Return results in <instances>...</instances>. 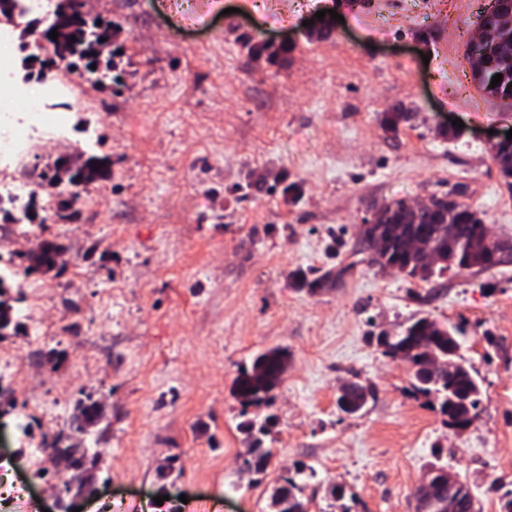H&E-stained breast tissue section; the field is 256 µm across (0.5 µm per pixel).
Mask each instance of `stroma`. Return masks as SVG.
Masks as SVG:
<instances>
[{
  "label": "stroma",
  "mask_w": 512,
  "mask_h": 512,
  "mask_svg": "<svg viewBox=\"0 0 512 512\" xmlns=\"http://www.w3.org/2000/svg\"><path fill=\"white\" fill-rule=\"evenodd\" d=\"M112 23V70L72 113L71 164L100 161L96 204L61 224L0 222L13 317L49 315L56 339L0 376V512H53L58 476L30 451L80 443V401L111 423L77 512H271L302 477L308 512H412L426 466L470 483L483 512L512 495V261L410 282L358 252L385 201L460 187L512 243V197L490 148L512 129L477 87L461 95L479 0H80ZM335 10L321 38L306 23ZM402 112L397 128L384 116ZM462 120L458 137L442 127ZM56 246L57 263H38ZM55 290L34 307L31 286ZM428 316L455 327L482 390L447 426L379 334ZM288 351L272 405L242 407L235 378ZM370 385L341 411L347 383ZM58 394L53 422L37 399ZM276 422L262 474L245 465L242 418ZM175 475L163 480L161 467ZM371 396V387L360 382L350 383L338 398L341 409L348 413L361 410Z\"/></svg>",
  "instance_id": "1"
}]
</instances>
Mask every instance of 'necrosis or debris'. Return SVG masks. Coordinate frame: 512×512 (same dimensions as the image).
<instances>
[{"label":"necrosis or debris","instance_id":"4bbe7bcc","mask_svg":"<svg viewBox=\"0 0 512 512\" xmlns=\"http://www.w3.org/2000/svg\"><path fill=\"white\" fill-rule=\"evenodd\" d=\"M19 44L13 24H0V206L10 208L33 182L9 177V170L41 150L55 152L69 134V110L82 99V81L43 77L38 84L16 76Z\"/></svg>","mask_w":512,"mask_h":512}]
</instances>
